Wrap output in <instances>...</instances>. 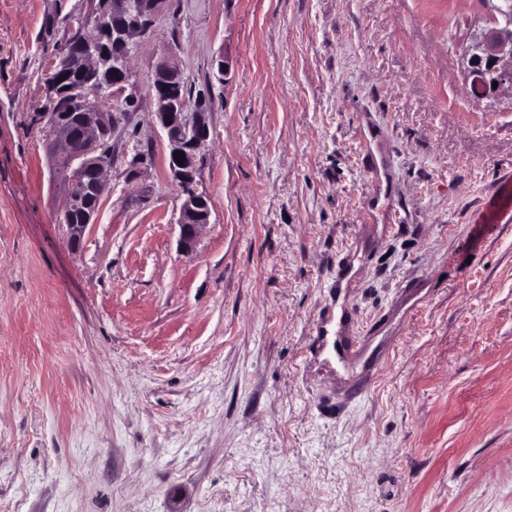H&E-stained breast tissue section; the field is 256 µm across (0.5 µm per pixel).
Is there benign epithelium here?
<instances>
[{
	"label": "benign epithelium",
	"mask_w": 512,
	"mask_h": 512,
	"mask_svg": "<svg viewBox=\"0 0 512 512\" xmlns=\"http://www.w3.org/2000/svg\"><path fill=\"white\" fill-rule=\"evenodd\" d=\"M164 0H113L112 13L122 21L112 28V39L121 50V57L111 63L112 80L101 84L94 74L104 65L105 60L92 50L98 40V33L81 39L77 47L63 48L58 63L51 70L47 88L49 93L68 92L74 95V102L90 111V119L75 129L60 118L57 112H47L48 125L54 141L60 149L53 154L52 172L58 175L62 165L76 166L75 172L92 168L97 190L104 187L105 165L98 160L102 140L115 129L117 114L125 97L130 74V60L137 40L150 35ZM504 17V24L472 29L467 41L459 49L458 64L468 80L474 97L483 99L508 95L512 97V7L498 10ZM75 65L88 74L90 79L81 87L73 89L64 86V70ZM181 77L177 65L162 58L152 67L149 82L154 104V120L165 132L169 148L168 168L176 181L182 196L177 224L180 228L181 248L190 253L194 250L201 229L210 223L209 200L196 187L197 163L208 144L210 128L206 111L198 108L188 111V105L174 90L172 82ZM497 88H492V83ZM93 99L112 101V109H90ZM184 154L183 164H178L174 152Z\"/></svg>",
	"instance_id": "7a95c632"
}]
</instances>
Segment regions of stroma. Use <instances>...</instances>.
I'll return each mask as SVG.
<instances>
[{"mask_svg":"<svg viewBox=\"0 0 512 512\" xmlns=\"http://www.w3.org/2000/svg\"><path fill=\"white\" fill-rule=\"evenodd\" d=\"M87 12L0 0V512H512V99L456 64L484 0H166L74 250L38 116ZM164 57L210 100L191 256Z\"/></svg>","mask_w":512,"mask_h":512,"instance_id":"35a3bbf8","label":"stroma"}]
</instances>
